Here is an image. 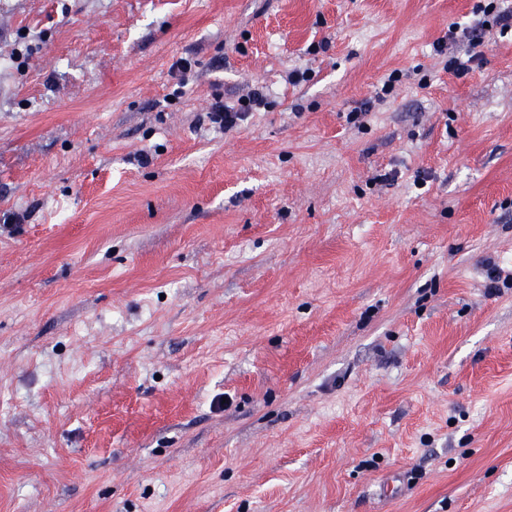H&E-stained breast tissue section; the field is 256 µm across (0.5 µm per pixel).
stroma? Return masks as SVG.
I'll use <instances>...</instances> for the list:
<instances>
[{
    "label": "stroma",
    "mask_w": 512,
    "mask_h": 512,
    "mask_svg": "<svg viewBox=\"0 0 512 512\" xmlns=\"http://www.w3.org/2000/svg\"><path fill=\"white\" fill-rule=\"evenodd\" d=\"M477 2L0 0V512H512ZM489 3L482 7L476 5L473 9L474 16L478 17L472 21L471 25L462 30V35L458 36V27L452 25L448 29V36L446 40H442L435 45V51L439 55H444L449 60L446 61L445 67L455 69L456 71H465L469 69V65L479 61L478 54H470L466 61H462L457 53L460 47V42L463 38L468 39L469 45L472 48L481 45L483 38L494 26H500L501 31L511 27L512 9L507 10L497 2H504L503 0H489ZM239 102V108L235 109L224 105V100L221 98H216L208 112L211 123L220 129L226 130L244 121L249 112L261 106L266 107L269 104L266 95L259 89L254 90L247 98L240 99Z\"/></svg>",
    "instance_id": "1"
}]
</instances>
